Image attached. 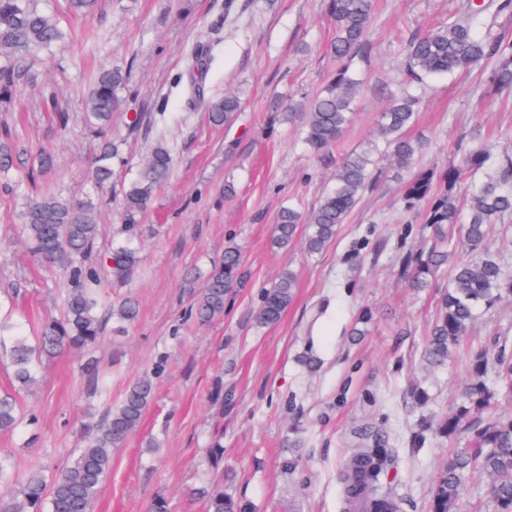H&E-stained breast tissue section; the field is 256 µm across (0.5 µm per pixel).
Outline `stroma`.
<instances>
[{"instance_id": "1", "label": "stroma", "mask_w": 512, "mask_h": 512, "mask_svg": "<svg viewBox=\"0 0 512 512\" xmlns=\"http://www.w3.org/2000/svg\"><path fill=\"white\" fill-rule=\"evenodd\" d=\"M459 2L377 0L372 49L362 63L367 82L340 150L371 136L402 78L407 40L447 20ZM31 4L59 18L69 37L34 65L31 85L11 107L0 105V130L26 147L18 170L0 184V302L5 291H16L14 319L29 327L60 314L66 287L23 243L26 174L40 151L55 158L45 187L96 203L104 250L124 235L122 186L156 141L171 149L174 170L134 230L138 272L110 289L113 299L135 298L139 315L125 331L107 329L96 346L109 373L107 392H94L83 376L81 353L61 352L41 367L34 394L21 397L36 424L0 435V449L12 452L24 473L63 465L88 424L152 371L154 398L139 431L115 452L94 512H147L159 495L169 512H204L187 490L217 426L224 433V488L244 512H345L338 474L364 446L366 426L396 457L389 480L404 512H429L432 481L455 445L436 438L414 457L408 440L421 420L438 419L459 402L469 351L512 347V300L486 311L448 364L423 363L448 279L423 290L400 279L397 255L423 247L424 239L419 225L406 224L399 183L388 173L323 253L307 255L297 243L272 247L279 210L290 204L309 211L331 184L332 167L273 110L320 90L336 68L325 53L333 35L327 0H95L88 16L70 11L67 0ZM207 43L216 46L208 94L237 89L244 99L223 127L184 109L181 79L196 47ZM109 67L128 77L112 119L126 164L101 190L89 175L100 140L84 123L80 91ZM52 94L69 116L67 129L45 108ZM406 135L422 141L426 164L444 168L457 160L460 142L512 144V100L482 86L477 70L436 79ZM230 244L241 251L247 282L227 301L223 320L199 326L189 317L185 276L209 268ZM287 268L296 275L291 304L277 323L257 326L264 289ZM415 384L428 397L424 405L404 400Z\"/></svg>"}]
</instances>
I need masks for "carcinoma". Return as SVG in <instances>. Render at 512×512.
Wrapping results in <instances>:
<instances>
[{
	"label": "carcinoma",
	"mask_w": 512,
	"mask_h": 512,
	"mask_svg": "<svg viewBox=\"0 0 512 512\" xmlns=\"http://www.w3.org/2000/svg\"><path fill=\"white\" fill-rule=\"evenodd\" d=\"M334 36L327 53L337 64L326 87L308 101L288 108L275 107L280 121L300 123L309 151L326 161L355 117V102L363 81L356 62L370 52L369 31L374 0H328ZM512 10V0H463L456 13L428 32L413 37L404 53V88L393 96L376 122V134L364 144L335 160L332 185L308 213L294 207L282 209L274 226L272 245L291 244L304 225L300 244L309 254L321 253L332 243L363 195L374 190L384 174L381 163L400 180L406 212L420 213L430 229L428 245L399 256L401 275L411 288H427L433 278L464 248L473 255L450 267L448 287L440 296L436 317L429 327L422 359L430 367L448 361L451 349L469 335L477 311L512 296V274L503 258L487 251L495 224L512 221V155L498 157L497 176L476 179L492 158V149H463L445 169L423 164V145L404 136L415 121L420 93L430 79L487 69L486 82L503 98L512 96V34L496 27V18ZM66 33L56 18L33 8L29 0H0V102L7 103L22 84L31 82L30 63L64 40ZM214 60L210 47L194 53L189 70V103L204 104L215 126L230 122L241 110L238 93L204 97L199 77ZM127 76L107 68L83 88L87 123L103 131L120 107L118 90ZM23 152L9 134L0 136V172L13 168ZM122 163L119 146L105 139L90 163L94 182L112 183L115 167ZM173 169L169 147L156 141L138 174L122 187L120 211L126 228L133 229L167 183ZM466 189V218H461L457 188ZM100 225L93 200H75L46 194L33 200L25 214L24 244L36 258L51 264L64 277L66 288L62 315L44 318L35 333L0 318V357L11 368L9 390L0 391V433L11 434L23 417L20 394L38 386L43 362L67 349L91 350L111 323L122 329L135 322L138 304L132 297L112 302L105 297L107 283L132 278L140 257L129 243H115L101 253ZM247 272L236 246L205 273L185 278L193 297L192 315L202 326L224 318L226 297L244 286ZM295 276L284 270L262 296L254 321L259 326L278 322L293 297ZM471 382L462 400L437 422L426 425L412 441L415 448L427 443V433L453 439L464 437L465 447L450 455L436 475L430 492V512H457L468 480L475 473L489 476L493 512H512V414L497 412L499 400L512 397V355L485 349L469 358ZM153 397V375L146 373L132 383L122 399L109 406L66 464L47 475L41 470L22 474L14 456L0 451V512H92L102 485L112 471V450L122 447L135 433ZM224 463L222 438L207 448L211 471ZM395 463L387 441L375 438L374 446L356 454L343 474L344 495L350 512H403L402 499L382 482ZM191 500L205 504L206 512H241L239 503L224 491V483L205 478L188 490Z\"/></svg>",
	"instance_id": "cac0c4a2"
}]
</instances>
